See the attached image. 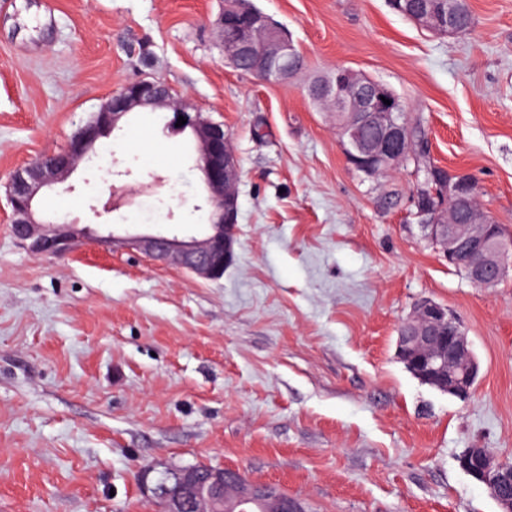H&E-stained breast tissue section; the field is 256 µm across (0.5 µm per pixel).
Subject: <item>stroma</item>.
Instances as JSON below:
<instances>
[{
    "label": "stroma",
    "mask_w": 512,
    "mask_h": 512,
    "mask_svg": "<svg viewBox=\"0 0 512 512\" xmlns=\"http://www.w3.org/2000/svg\"><path fill=\"white\" fill-rule=\"evenodd\" d=\"M304 69L261 82L224 59V0H0V512H158L136 481L167 462L239 469L310 512H501L460 466L512 463V279L484 290L448 265L411 204L407 171L369 178L307 95L347 67L421 119L434 161L472 176L512 230V0H468L473 28L438 36L389 0H252ZM157 77L223 123L239 163L234 259L204 280L95 238L203 237L210 207L191 132L164 108L103 143L143 207L107 213L116 169L83 161L41 214L87 230L57 258L11 231L13 173L63 151L125 84ZM429 298L480 363L460 401L396 354Z\"/></svg>",
    "instance_id": "stroma-1"
}]
</instances>
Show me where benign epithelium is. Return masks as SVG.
Instances as JSON below:
<instances>
[{
  "label": "benign epithelium",
  "mask_w": 512,
  "mask_h": 512,
  "mask_svg": "<svg viewBox=\"0 0 512 512\" xmlns=\"http://www.w3.org/2000/svg\"><path fill=\"white\" fill-rule=\"evenodd\" d=\"M418 26L439 33L457 32L455 9L435 12L424 0L406 6ZM241 15L245 23L233 43H224V54L231 66L246 70L264 82H279L296 73L302 55L293 39L271 18L255 13L247 0L224 18ZM312 96L324 103L336 118L345 155L353 168L368 177H377L399 167L412 154L413 144L403 119L404 108L383 84L348 68L339 67L332 79L311 87ZM388 99L387 105L383 99ZM165 107L173 113L170 128L192 130L201 171L212 208L211 232L198 240H180L166 232L147 235L112 236V244L136 250L150 260L185 269L196 276L217 280L232 257L239 172L236 156L224 124L202 121L199 111H190L183 97L164 81L150 77L123 86L94 113L58 154L42 157L17 170L10 183L11 229L14 237L41 255L64 256L77 241L75 225L47 221L39 216L34 201L41 190L64 183L79 163L96 150L100 139L118 128V123L137 108ZM186 123L176 126L179 117ZM371 123L381 129L373 143L358 141L354 127ZM458 202H421L413 196L415 215L422 222L425 236L442 252L448 264L465 271L470 283L482 289L497 287L512 276V248L491 223L481 203L467 198L471 181L455 183ZM128 196L125 185L115 186L107 212L119 211ZM398 357L417 369L440 391L461 400L474 392L480 367L468 337L459 322L442 305L431 299L418 301L410 316L401 323L397 336ZM463 470L477 482L494 489L501 512H512V468L498 460L487 448H468L459 457ZM137 482L147 502L160 504V512H306L304 503L288 497L274 484L245 480L229 467L205 471L193 465L156 463L139 471Z\"/></svg>",
  "instance_id": "benign-epithelium-1"
}]
</instances>
